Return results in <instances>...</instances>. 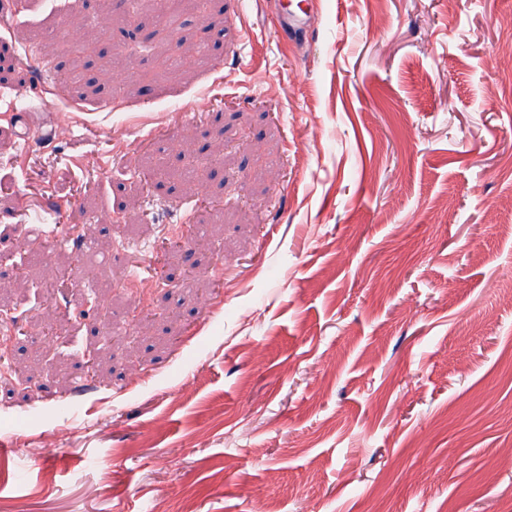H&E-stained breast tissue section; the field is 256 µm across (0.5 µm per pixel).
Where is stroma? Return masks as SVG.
Instances as JSON below:
<instances>
[{
	"mask_svg": "<svg viewBox=\"0 0 512 512\" xmlns=\"http://www.w3.org/2000/svg\"><path fill=\"white\" fill-rule=\"evenodd\" d=\"M284 2L0 12V512L512 500V0Z\"/></svg>",
	"mask_w": 512,
	"mask_h": 512,
	"instance_id": "35a3bbf8",
	"label": "stroma"
}]
</instances>
